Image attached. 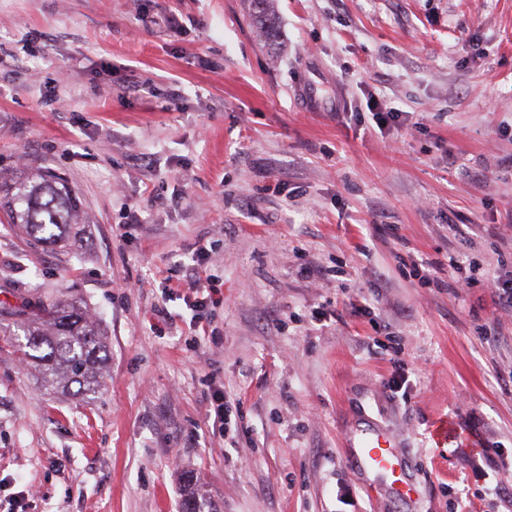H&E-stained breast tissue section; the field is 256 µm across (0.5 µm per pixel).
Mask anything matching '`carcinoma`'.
Wrapping results in <instances>:
<instances>
[{"mask_svg":"<svg viewBox=\"0 0 512 512\" xmlns=\"http://www.w3.org/2000/svg\"><path fill=\"white\" fill-rule=\"evenodd\" d=\"M253 16L266 39L275 37L270 0H251ZM0 210L8 223L38 242L75 256L83 247L84 224L67 182L56 175L26 172L0 181ZM23 317L27 343L19 348L21 362L34 368L42 388L72 396L96 393L109 359L107 332L77 299L58 292L35 306L14 311ZM180 512H217L198 491L194 476H183Z\"/></svg>","mask_w":512,"mask_h":512,"instance_id":"cac0c4a2","label":"carcinoma"}]
</instances>
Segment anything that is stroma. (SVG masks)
Here are the masks:
<instances>
[{"mask_svg":"<svg viewBox=\"0 0 512 512\" xmlns=\"http://www.w3.org/2000/svg\"><path fill=\"white\" fill-rule=\"evenodd\" d=\"M274 16L271 44L251 0H0V180L65 178L89 232L69 259L0 215V512H179L187 471L219 512H512V307L455 286L512 278V0ZM203 244L195 331L159 309ZM61 288L108 329L86 400L19 365L10 310ZM371 426L415 501L352 459ZM208 253L209 250L205 246H201L197 249L195 257L192 258V271H195L197 274L200 272L205 273V279L199 277L198 280L195 281L194 288H190L192 290V294L195 296L193 301H188L186 304L189 307V310L192 311L190 324L192 325L193 323L197 327H203V312L207 308V303L211 302L214 304L216 302L214 294L217 290L214 282L218 279L215 275H208L206 273L205 265L209 256ZM224 389L213 388L207 409L208 421H212V433H218L219 437L230 431L228 422V408L225 406ZM226 409V410H225Z\"/></svg>","mask_w":512,"mask_h":512,"instance_id":"35a3bbf8","label":"stroma"}]
</instances>
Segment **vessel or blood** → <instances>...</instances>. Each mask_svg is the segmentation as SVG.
Instances as JSON below:
<instances>
[{
  "instance_id": "b4317fda",
  "label": "vessel or blood",
  "mask_w": 512,
  "mask_h": 512,
  "mask_svg": "<svg viewBox=\"0 0 512 512\" xmlns=\"http://www.w3.org/2000/svg\"><path fill=\"white\" fill-rule=\"evenodd\" d=\"M359 468L383 481L385 487L399 498L410 497L413 485L406 472V455L385 432L371 429L361 434L354 450Z\"/></svg>"
}]
</instances>
